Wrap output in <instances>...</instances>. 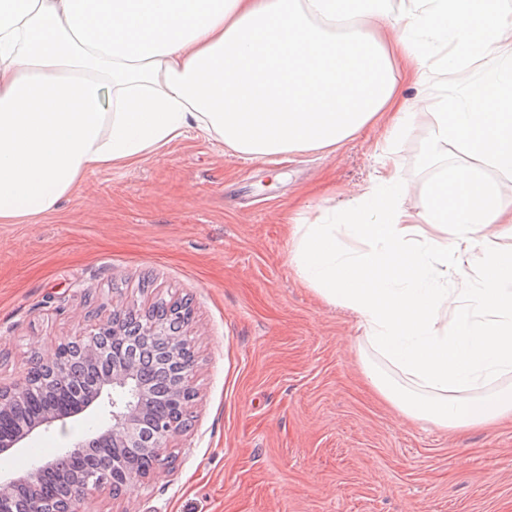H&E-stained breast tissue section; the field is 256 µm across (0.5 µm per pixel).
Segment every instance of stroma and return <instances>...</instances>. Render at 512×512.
Listing matches in <instances>:
<instances>
[{
    "instance_id": "obj_1",
    "label": "stroma",
    "mask_w": 512,
    "mask_h": 512,
    "mask_svg": "<svg viewBox=\"0 0 512 512\" xmlns=\"http://www.w3.org/2000/svg\"><path fill=\"white\" fill-rule=\"evenodd\" d=\"M380 126L334 152L246 159L197 132L138 162L89 171L55 208L0 224V386L106 321L114 306L185 301L193 318L188 427L168 462L90 512H512V424L456 432L402 418L369 388L348 309L289 263L287 212L316 220L373 171ZM402 203L461 147L427 133L393 145ZM102 409L54 422L0 455V472L89 440Z\"/></svg>"
}]
</instances>
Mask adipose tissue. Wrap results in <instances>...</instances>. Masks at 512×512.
<instances>
[{
    "label": "adipose tissue",
    "instance_id": "obj_1",
    "mask_svg": "<svg viewBox=\"0 0 512 512\" xmlns=\"http://www.w3.org/2000/svg\"><path fill=\"white\" fill-rule=\"evenodd\" d=\"M478 78L422 111L433 41ZM417 126L467 163L418 212L388 146L327 223H294L290 262L356 314L367 379L399 415L443 429L512 420V21L503 0H0V223L51 209L90 170L194 130L259 159L335 151ZM483 161L502 181L482 176Z\"/></svg>",
    "mask_w": 512,
    "mask_h": 512
}]
</instances>
